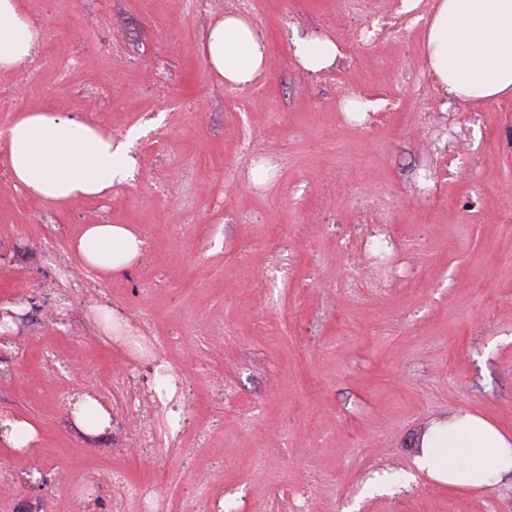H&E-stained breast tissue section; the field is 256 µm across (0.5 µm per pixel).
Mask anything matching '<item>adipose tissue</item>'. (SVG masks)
Segmentation results:
<instances>
[{"instance_id": "obj_1", "label": "adipose tissue", "mask_w": 512, "mask_h": 512, "mask_svg": "<svg viewBox=\"0 0 512 512\" xmlns=\"http://www.w3.org/2000/svg\"><path fill=\"white\" fill-rule=\"evenodd\" d=\"M427 29L428 68L448 96L476 103L512 96V0H436ZM40 42L41 30L22 0H0V73L23 67ZM293 46L311 72L334 66L339 54L327 37H298ZM201 53L225 85L239 87L258 78L266 48L247 17L228 13L209 27ZM141 135L134 128L115 139L94 124L37 110L0 132V146L17 184L60 208L133 180V148ZM144 248V240L123 224L90 225L76 243L82 260L104 277L126 271ZM415 463L449 488L487 490L512 471V435L483 416L458 412L423 434Z\"/></svg>"}]
</instances>
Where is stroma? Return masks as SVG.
I'll return each mask as SVG.
<instances>
[{
	"label": "stroma",
	"instance_id": "1",
	"mask_svg": "<svg viewBox=\"0 0 512 512\" xmlns=\"http://www.w3.org/2000/svg\"><path fill=\"white\" fill-rule=\"evenodd\" d=\"M42 31L34 61L0 73V128L49 109L113 136L143 129L134 181L51 210L17 187L0 152V305L28 315L0 345V416L38 438L0 442L12 484L0 512H113L126 484L152 485L167 512L206 493L222 512H295L298 490L325 476L315 512H512V473L489 490H456L417 470L422 434L456 412L512 432V98L424 118V31L351 47L341 83L304 69L292 36L345 42L358 16L338 0H23ZM246 7L270 40L254 85L232 89L199 50L213 21ZM377 101L366 133L336 100L359 82ZM460 123L436 197L418 201L427 134ZM288 156L263 187L245 141ZM338 170L325 181L323 170ZM381 199L362 210L364 197ZM390 225L403 277L392 288L348 281L347 247ZM88 224H130L146 251L126 272H90L72 242ZM181 226L172 236L171 226ZM72 267L87 290L53 274ZM163 284L150 298L141 283ZM53 310L55 324L39 315ZM143 326L173 374L162 405L124 416L128 364L137 394L161 379L127 344ZM104 402L110 426L85 435L72 412ZM10 427L8 433L3 439L11 448H24L36 440L37 429L25 419H15L13 422H7Z\"/></svg>",
	"mask_w": 512,
	"mask_h": 512
}]
</instances>
